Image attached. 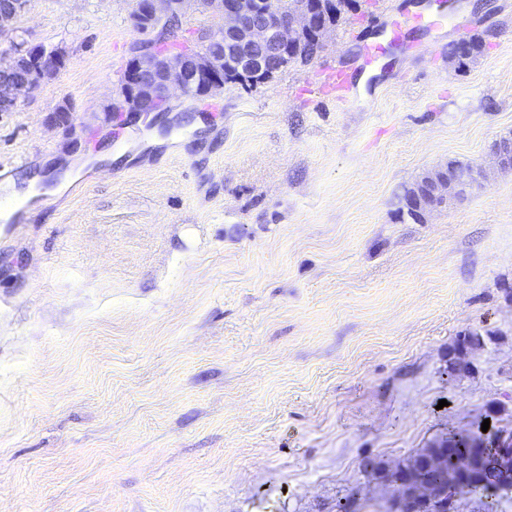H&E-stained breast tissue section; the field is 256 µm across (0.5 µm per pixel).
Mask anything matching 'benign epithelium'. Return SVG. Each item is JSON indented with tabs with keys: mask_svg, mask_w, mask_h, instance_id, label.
<instances>
[{
	"mask_svg": "<svg viewBox=\"0 0 512 512\" xmlns=\"http://www.w3.org/2000/svg\"><path fill=\"white\" fill-rule=\"evenodd\" d=\"M28 0H7L0 5V36L7 33V26L24 13ZM221 21L220 30L224 43L208 56L177 50L159 49L153 45L137 49L124 67L122 101L128 112L151 113L170 99L173 90L185 95L204 94L214 85L224 84L225 70L215 58L234 56L233 66L244 81L264 74L280 65L300 43L313 40L325 45L333 26L326 22L329 13L324 0H313V6L298 5L293 11H284L273 0H147L146 15L134 18V24L146 32L173 16L183 17L189 8ZM19 52L10 49L0 53V112H11L21 99L39 89L19 66ZM492 154L499 166L512 168V141L502 139L492 145ZM487 179L486 171L475 167L460 174L447 168L430 175L423 187L408 195L407 205L423 222L453 194L464 195L465 186L479 189ZM484 441L477 438L465 440L451 462L459 480L448 485V490L466 487L476 493L483 486L494 483L512 487V437L498 441V451L492 469L475 481L473 461ZM389 482L395 487L390 499V512H418L424 505L437 499L439 491L430 481L410 483L397 470Z\"/></svg>",
	"mask_w": 512,
	"mask_h": 512,
	"instance_id": "1",
	"label": "benign epithelium"
}]
</instances>
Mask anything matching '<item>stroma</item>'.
<instances>
[{
	"mask_svg": "<svg viewBox=\"0 0 512 512\" xmlns=\"http://www.w3.org/2000/svg\"><path fill=\"white\" fill-rule=\"evenodd\" d=\"M433 2L354 0L311 62L127 139L136 0H30L19 38L68 62L0 112V186L79 172L0 223V512H385L421 449L512 435V0ZM333 67L364 80L308 94ZM454 160L484 187L411 220Z\"/></svg>",
	"mask_w": 512,
	"mask_h": 512,
	"instance_id": "obj_1",
	"label": "stroma"
}]
</instances>
